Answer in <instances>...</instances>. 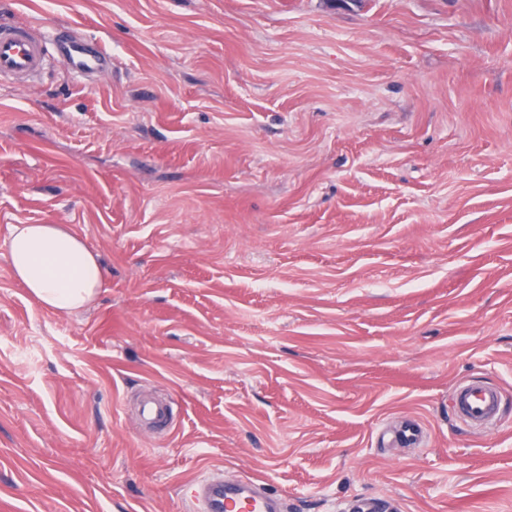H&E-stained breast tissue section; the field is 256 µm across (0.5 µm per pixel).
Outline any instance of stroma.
<instances>
[{
	"instance_id": "stroma-1",
	"label": "stroma",
	"mask_w": 512,
	"mask_h": 512,
	"mask_svg": "<svg viewBox=\"0 0 512 512\" xmlns=\"http://www.w3.org/2000/svg\"><path fill=\"white\" fill-rule=\"evenodd\" d=\"M24 23L112 57L0 76V512H191L216 473L512 512V0H0ZM16 224L98 256L87 308L17 282ZM455 413L474 428L495 420L501 410L502 395L498 387L473 378L458 384L451 394Z\"/></svg>"
}]
</instances>
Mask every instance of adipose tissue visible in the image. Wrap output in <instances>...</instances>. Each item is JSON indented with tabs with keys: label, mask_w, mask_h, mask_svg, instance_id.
I'll return each instance as SVG.
<instances>
[{
	"label": "adipose tissue",
	"mask_w": 512,
	"mask_h": 512,
	"mask_svg": "<svg viewBox=\"0 0 512 512\" xmlns=\"http://www.w3.org/2000/svg\"><path fill=\"white\" fill-rule=\"evenodd\" d=\"M16 279L42 305L68 315L104 286L103 270L80 238L60 224H18L9 239Z\"/></svg>",
	"instance_id": "1"
}]
</instances>
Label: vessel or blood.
<instances>
[{
	"label": "vessel or blood",
	"instance_id": "b4317fda",
	"mask_svg": "<svg viewBox=\"0 0 512 512\" xmlns=\"http://www.w3.org/2000/svg\"><path fill=\"white\" fill-rule=\"evenodd\" d=\"M60 54L76 78L102 71L107 50L88 53L82 45L63 46ZM46 42L32 38L22 28L0 27V75L21 78L38 76L45 64ZM455 413L472 427L480 428L495 420L501 410L502 395L498 387L473 378L458 384L451 394ZM189 501L199 512H279L277 495L267 492L261 479L250 477L228 482L221 475L196 481L189 492Z\"/></svg>",
	"mask_w": 512,
	"mask_h": 512
}]
</instances>
